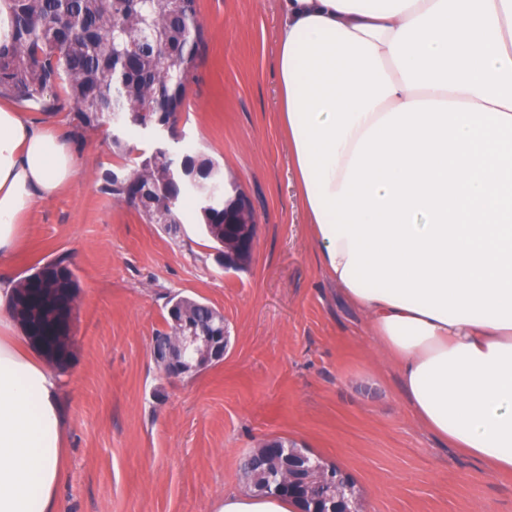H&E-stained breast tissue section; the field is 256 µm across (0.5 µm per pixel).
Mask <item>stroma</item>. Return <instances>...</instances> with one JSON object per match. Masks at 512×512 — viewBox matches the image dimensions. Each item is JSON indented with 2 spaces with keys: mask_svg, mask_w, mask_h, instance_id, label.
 <instances>
[{
  "mask_svg": "<svg viewBox=\"0 0 512 512\" xmlns=\"http://www.w3.org/2000/svg\"><path fill=\"white\" fill-rule=\"evenodd\" d=\"M280 12L281 0H197L205 50L168 141L196 146L249 197L259 226L244 270L218 264L193 201L173 235L103 191L111 124L85 131L70 106L24 107L61 130L80 165L27 213L8 265L18 279L66 254L79 281L57 512H211L270 438L345 471L360 512H512V474L418 424L366 316L320 265L277 122ZM179 292L221 311L230 340L219 364L167 378L151 344Z\"/></svg>",
  "mask_w": 512,
  "mask_h": 512,
  "instance_id": "35a3bbf8",
  "label": "stroma"
}]
</instances>
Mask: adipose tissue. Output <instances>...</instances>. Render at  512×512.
Returning <instances> with one entry per match:
<instances>
[{
  "label": "adipose tissue",
  "instance_id": "ef3b65f1",
  "mask_svg": "<svg viewBox=\"0 0 512 512\" xmlns=\"http://www.w3.org/2000/svg\"><path fill=\"white\" fill-rule=\"evenodd\" d=\"M279 124L325 273L368 317L419 424L512 473V0H284ZM78 175L0 105V512H57L56 373L10 334L5 266ZM212 512H298L226 492Z\"/></svg>",
  "mask_w": 512,
  "mask_h": 512
}]
</instances>
